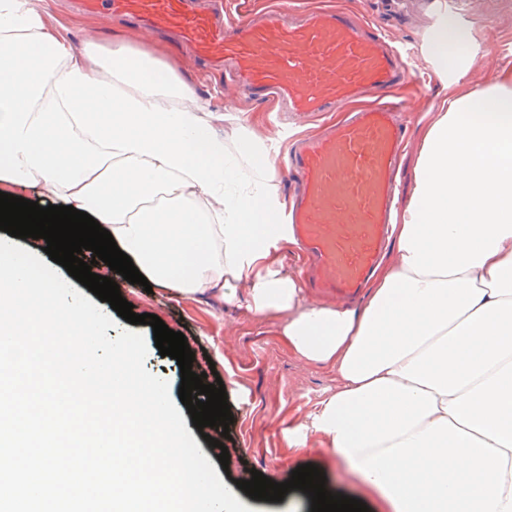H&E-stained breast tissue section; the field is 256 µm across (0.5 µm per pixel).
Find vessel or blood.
Returning a JSON list of instances; mask_svg holds the SVG:
<instances>
[{
  "label": "vessel or blood",
  "mask_w": 512,
  "mask_h": 512,
  "mask_svg": "<svg viewBox=\"0 0 512 512\" xmlns=\"http://www.w3.org/2000/svg\"><path fill=\"white\" fill-rule=\"evenodd\" d=\"M84 12L122 15L170 31L227 83L268 105L289 134L278 169L297 185L284 222L317 292L357 299L395 220L396 174L417 83L412 50L373 22L328 5L264 0L245 19L198 0H80Z\"/></svg>",
  "instance_id": "vessel-or-blood-1"
}]
</instances>
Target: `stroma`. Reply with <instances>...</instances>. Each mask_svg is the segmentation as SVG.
I'll return each mask as SVG.
<instances>
[{"label":"stroma","instance_id":"stroma-1","mask_svg":"<svg viewBox=\"0 0 512 512\" xmlns=\"http://www.w3.org/2000/svg\"><path fill=\"white\" fill-rule=\"evenodd\" d=\"M375 21L393 41L424 50L427 29L444 0H398L399 10L387 13L384 0H330ZM470 35V43L483 46L478 54L481 71L492 76L502 59H512V0H458L448 12ZM137 314L157 315L169 329L182 332L195 354L192 370L206 373L207 383L222 381L227 403L234 417L230 439L224 448L209 446L220 438V428H209L207 435L191 429L202 454L217 463L221 450L230 455L232 479H250L252 471L281 483L290 480L298 466L314 464L326 476L325 488L331 494L361 500L370 512H391L390 505L359 478L337 465L316 436L304 443L287 446L283 430L298 416L312 413L326 391L333 387L332 373L323 367H301L281 340L272 321L249 318L243 308L227 306L212 298L185 299L162 288L122 289ZM234 329L233 349H224V326Z\"/></svg>","mask_w":512,"mask_h":512}]
</instances>
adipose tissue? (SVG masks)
Returning <instances> with one entry per match:
<instances>
[{
	"label": "adipose tissue",
	"instance_id": "obj_1",
	"mask_svg": "<svg viewBox=\"0 0 512 512\" xmlns=\"http://www.w3.org/2000/svg\"><path fill=\"white\" fill-rule=\"evenodd\" d=\"M53 19L50 0H0V178L93 215L156 286L277 320L336 379L289 439L320 436L395 512H512V66L469 85V35L434 15L448 96L353 309L283 269L271 133L212 111L165 44L86 23L76 50Z\"/></svg>",
	"mask_w": 512,
	"mask_h": 512
}]
</instances>
